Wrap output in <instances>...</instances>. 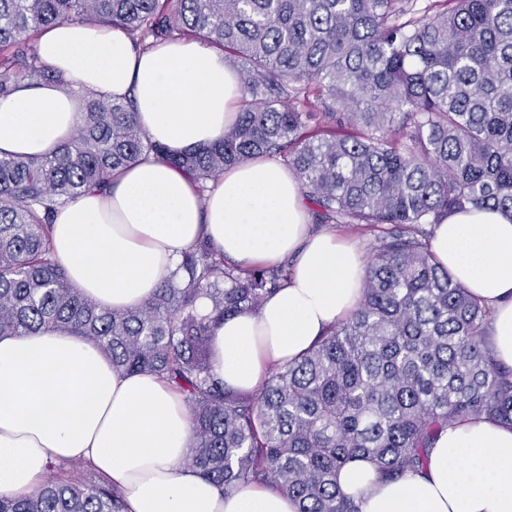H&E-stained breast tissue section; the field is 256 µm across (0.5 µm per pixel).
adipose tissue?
I'll return each instance as SVG.
<instances>
[{"label": "adipose tissue", "mask_w": 512, "mask_h": 512, "mask_svg": "<svg viewBox=\"0 0 512 512\" xmlns=\"http://www.w3.org/2000/svg\"><path fill=\"white\" fill-rule=\"evenodd\" d=\"M35 42L59 80L21 82L0 99V156L53 153L81 125L84 92L133 97L143 130L173 153L217 140L236 115L237 73L198 41L142 48L121 28L67 20ZM50 236L71 283L111 310L147 301L202 238L245 269L293 261L257 312L216 333L214 372L243 391L347 318L367 273L354 245L310 229L298 180L268 156L226 169L203 194L163 161L139 162L107 191L60 207ZM431 250L492 306L493 355L512 366V221L493 210L455 213L436 225ZM191 437L181 396L156 376L117 373L66 332L0 336V494L30 491L50 463L76 460L111 479L125 512H295L270 488L226 493L198 476L184 464ZM336 481L360 512H512V428L471 418L439 433L423 473L385 481L359 456Z\"/></svg>", "instance_id": "1"}]
</instances>
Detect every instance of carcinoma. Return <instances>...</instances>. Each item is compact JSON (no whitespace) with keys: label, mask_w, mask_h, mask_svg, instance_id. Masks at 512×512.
Instances as JSON below:
<instances>
[{"label":"carcinoma","mask_w":512,"mask_h":512,"mask_svg":"<svg viewBox=\"0 0 512 512\" xmlns=\"http://www.w3.org/2000/svg\"><path fill=\"white\" fill-rule=\"evenodd\" d=\"M71 18L148 41L199 39L246 63L224 135L171 155L124 100L85 98L51 155L0 157V336L68 331L122 374L150 372L193 420L187 464L226 492L259 483L296 512H360L336 474L420 473L438 434L486 416L512 427V367L492 356L491 309L439 265L430 227L468 207L512 221V0H0V97L59 81L31 35ZM154 155L198 186L260 155L287 163L316 224L370 226L355 312L256 392L224 386L213 339L288 279L243 269L207 240L136 308L108 310L55 259L56 210ZM206 299L210 311L198 303ZM0 512H124L110 480L59 471Z\"/></svg>","instance_id":"obj_1"}]
</instances>
